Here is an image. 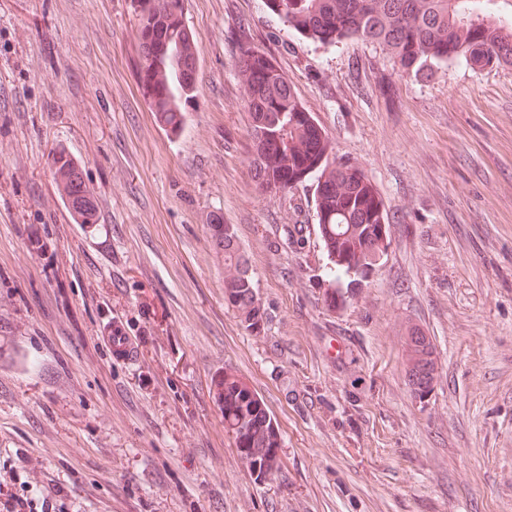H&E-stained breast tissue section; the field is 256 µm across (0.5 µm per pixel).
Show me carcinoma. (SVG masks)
Segmentation results:
<instances>
[{"instance_id":"carcinoma-1","label":"carcinoma","mask_w":512,"mask_h":512,"mask_svg":"<svg viewBox=\"0 0 512 512\" xmlns=\"http://www.w3.org/2000/svg\"><path fill=\"white\" fill-rule=\"evenodd\" d=\"M493 0H266L288 30L325 45L364 39L382 45L409 77L431 78L441 65L462 57L475 69L512 65V12L493 10ZM140 24L139 83L149 108L170 132L184 126L182 102L197 88L198 60L182 0H133ZM239 72L247 87L250 154L257 186L286 191L315 184L318 235L333 282L351 287L367 278L374 253L390 240V224L375 187L356 165L336 161L326 131L305 110L287 78L255 48L240 49ZM55 178L76 218L90 223L96 208L81 169L64 152L52 157ZM224 250V303L235 308L245 330L259 334L267 322L245 251L232 224L211 225ZM409 384L423 401L438 368L430 339L419 329L407 341ZM224 429L251 464L255 480L278 469L279 428L264 400L226 370L214 380Z\"/></svg>"}]
</instances>
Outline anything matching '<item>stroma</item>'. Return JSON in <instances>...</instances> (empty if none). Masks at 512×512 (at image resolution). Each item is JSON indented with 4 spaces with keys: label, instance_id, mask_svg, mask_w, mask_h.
<instances>
[{
    "label": "stroma",
    "instance_id": "stroma-1",
    "mask_svg": "<svg viewBox=\"0 0 512 512\" xmlns=\"http://www.w3.org/2000/svg\"><path fill=\"white\" fill-rule=\"evenodd\" d=\"M186 124L138 81L131 0H0V483L46 512H512V67L428 81L382 46L288 31L265 0H184ZM266 52L390 222L382 266L325 302L314 188L259 191L239 47ZM79 165L73 219L51 155ZM234 225L268 313L224 302ZM126 327L130 355L104 339ZM420 328L438 371L415 399ZM230 370L282 435L256 482L224 430ZM407 356L412 394L415 399L425 400L432 391L438 361L430 339L418 328L412 329L409 334Z\"/></svg>",
    "mask_w": 512,
    "mask_h": 512
}]
</instances>
